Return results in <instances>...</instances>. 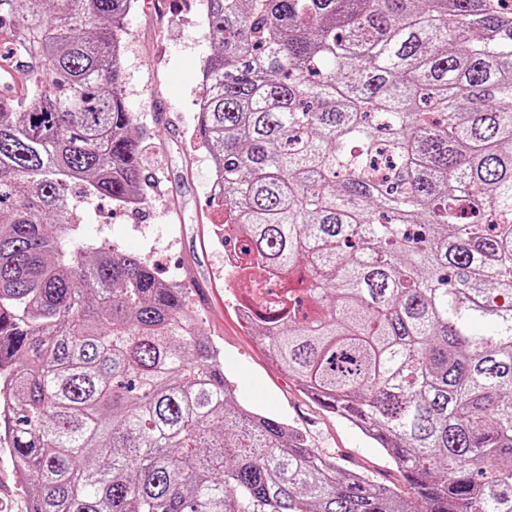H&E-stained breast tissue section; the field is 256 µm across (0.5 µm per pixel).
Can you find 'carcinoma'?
<instances>
[{"label":"carcinoma","mask_w":512,"mask_h":512,"mask_svg":"<svg viewBox=\"0 0 512 512\" xmlns=\"http://www.w3.org/2000/svg\"><path fill=\"white\" fill-rule=\"evenodd\" d=\"M135 0H0V444L30 512H512V0H204L254 328L404 491L239 404L182 289L72 244L69 188L132 207ZM490 326L476 335L473 325Z\"/></svg>","instance_id":"obj_1"}]
</instances>
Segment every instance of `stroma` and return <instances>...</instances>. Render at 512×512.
I'll use <instances>...</instances> for the list:
<instances>
[{"mask_svg": "<svg viewBox=\"0 0 512 512\" xmlns=\"http://www.w3.org/2000/svg\"><path fill=\"white\" fill-rule=\"evenodd\" d=\"M124 28L122 90L127 111L146 134L145 199L122 209L73 186L78 237L143 257L162 280L178 278L201 329L222 349L224 372L240 403L298 428L340 469H359L378 482L403 486L391 458L304 395L239 321L224 278V246L210 232L224 221L223 209L209 198L213 150L196 131V103L206 90L201 70L215 48L203 0H168L165 10L152 13L137 0ZM26 509V486L9 453L0 450V512Z\"/></svg>", "mask_w": 512, "mask_h": 512, "instance_id": "obj_1", "label": "stroma"}]
</instances>
